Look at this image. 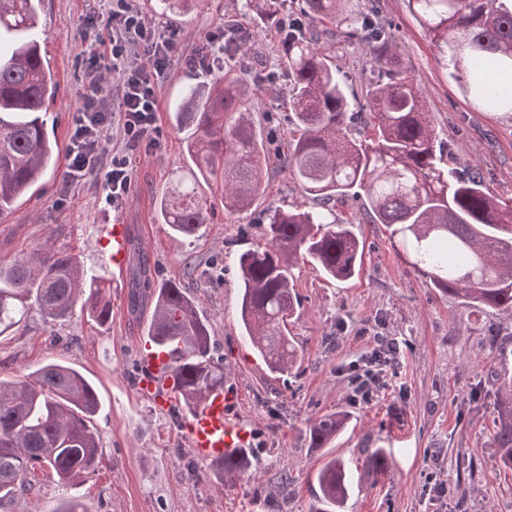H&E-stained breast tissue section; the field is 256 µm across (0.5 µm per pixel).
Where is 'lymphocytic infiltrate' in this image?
<instances>
[{
	"label": "lymphocytic infiltrate",
	"mask_w": 512,
	"mask_h": 512,
	"mask_svg": "<svg viewBox=\"0 0 512 512\" xmlns=\"http://www.w3.org/2000/svg\"><path fill=\"white\" fill-rule=\"evenodd\" d=\"M108 2L112 65L103 69L101 53L90 49L87 91L74 122L67 178L78 183L93 175L103 176L107 202L119 205L131 184L130 152L141 147L156 148L162 136L157 124V85L171 67L178 32L170 26L149 23L130 0ZM109 75L120 91L114 106L103 95V82ZM115 129L123 135L127 154L111 156L105 150V138ZM399 353L397 339H377L364 360L365 377L356 387V395L370 398Z\"/></svg>",
	"instance_id": "f902f5d3"
}]
</instances>
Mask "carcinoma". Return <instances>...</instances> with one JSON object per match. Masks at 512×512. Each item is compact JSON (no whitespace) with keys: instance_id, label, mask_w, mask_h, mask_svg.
Returning <instances> with one entry per match:
<instances>
[{"instance_id":"1","label":"carcinoma","mask_w":512,"mask_h":512,"mask_svg":"<svg viewBox=\"0 0 512 512\" xmlns=\"http://www.w3.org/2000/svg\"><path fill=\"white\" fill-rule=\"evenodd\" d=\"M42 0H0V215L38 181L54 149L37 112L55 99L53 74L40 53L37 12ZM343 0H301L312 29L280 28L282 64L288 71L293 123L287 165L316 207L276 209L266 242L236 258L240 317L247 336L272 373L296 362L286 321L298 300L292 270L299 262L346 281L360 266L361 242L353 221L335 219L336 203L363 191L359 214L369 224L393 227L391 237L409 264L434 287L482 309L512 311V205L484 191L479 173L444 159L453 152L436 140L413 79L400 65L388 28L372 12L334 32ZM420 23L444 43L464 93L482 107L512 112V0H409ZM358 42L368 74L357 93L339 79L325 37ZM255 102L229 84L204 96L197 86L182 95L177 121L195 129L187 152L191 180L158 202L162 223L192 235L208 221L198 195L201 182L224 183V207L244 210L264 192L265 154L250 112ZM238 117L230 122L227 113ZM112 279L85 269L78 258L47 240L34 252L0 260V336L20 325L32 308L61 320L81 308L103 324L111 312ZM157 295L149 341L172 351L186 406L224 385V358L215 356L209 324L185 287L154 289L149 264L132 269L130 307ZM495 441L498 467L512 470V375L500 383ZM100 400L78 370L48 362L16 381L0 379V509L33 490L29 475L43 466L67 482L100 463L94 416ZM345 417L329 414L310 427L312 447L323 448ZM320 494L310 512H343L349 496L346 465L331 459L318 473Z\"/></svg>"}]
</instances>
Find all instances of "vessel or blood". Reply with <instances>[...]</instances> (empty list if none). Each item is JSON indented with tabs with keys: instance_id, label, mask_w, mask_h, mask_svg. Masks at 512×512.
Wrapping results in <instances>:
<instances>
[{
	"instance_id": "obj_1",
	"label": "vessel or blood",
	"mask_w": 512,
	"mask_h": 512,
	"mask_svg": "<svg viewBox=\"0 0 512 512\" xmlns=\"http://www.w3.org/2000/svg\"><path fill=\"white\" fill-rule=\"evenodd\" d=\"M102 246L113 268L123 269L128 259L129 238L126 225L109 224L104 228ZM140 394L164 411L174 408L179 389L168 351L145 346L140 357ZM231 393L223 388L209 392L198 406L187 409L182 416V432L195 457L203 462L222 464L235 449L246 447L250 431L230 412Z\"/></svg>"
}]
</instances>
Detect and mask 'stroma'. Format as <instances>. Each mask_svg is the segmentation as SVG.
Listing matches in <instances>:
<instances>
[{
	"label": "stroma",
	"mask_w": 512,
	"mask_h": 512,
	"mask_svg": "<svg viewBox=\"0 0 512 512\" xmlns=\"http://www.w3.org/2000/svg\"><path fill=\"white\" fill-rule=\"evenodd\" d=\"M374 3L437 139L479 172L491 193L512 200V114L480 110L463 93L407 0H343L337 27L346 28ZM133 5L148 21L179 30V54L223 27L228 14L246 28L249 50L222 54L215 75L173 63L159 84L161 145L130 152L129 193L115 206L105 200L103 178L66 179V150L89 65L84 23L104 7L101 0H44L39 43L57 96L40 118L61 155L37 189L0 216V259L30 253L50 239L85 266L104 267L100 225L126 224L130 253L149 262L156 284H185L199 315L209 320L224 359V386L238 393L234 415L252 431L250 464L232 483L209 464L194 475L188 466L193 453L180 430L183 407L163 412L136 395L150 313L130 311L124 275L112 281L106 323L81 311L52 321L33 309L11 334L0 336L1 378L59 361L80 371L100 399L95 471L63 484L51 469L35 470L33 491L12 501L9 512H56L71 498L86 512H309L317 473L332 458L350 470L346 512H512V471L496 466L493 439L502 354L512 351V315L443 295L396 251L389 227L361 222L354 231L364 253L351 279L338 282L312 266L295 267L299 305L288 334L297 361L287 372H270L240 324L234 258L261 242L271 211L312 204L283 167L294 125L275 23L248 10L246 0H179L170 17L156 10V0ZM218 75L246 84L257 101L252 119L266 143V189L250 208L231 211L221 185H204L209 220L182 237L161 223L156 205L173 172L191 166L185 149L190 130L178 128L173 108L186 87L213 84ZM270 76L272 93L259 92L257 79ZM377 336L399 339L403 352L390 387L358 403L352 399L357 373L349 365L371 351ZM333 412L345 416L344 429L326 447H311L310 420ZM377 448L390 454L381 471L371 460Z\"/></svg>",
	"instance_id": "obj_1"
}]
</instances>
